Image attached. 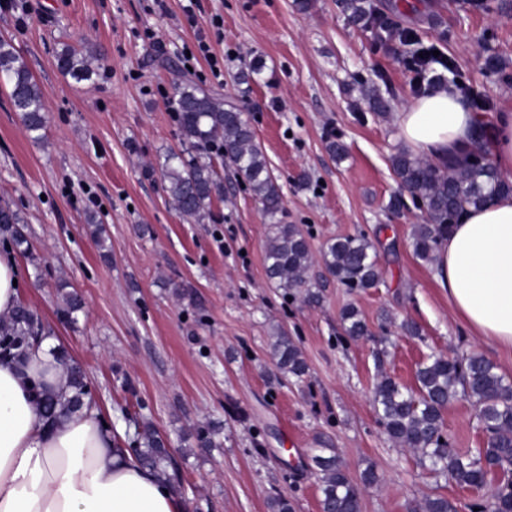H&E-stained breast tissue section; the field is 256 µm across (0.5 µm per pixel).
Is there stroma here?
<instances>
[{
	"label": "stroma",
	"instance_id": "35a3bbf8",
	"mask_svg": "<svg viewBox=\"0 0 512 512\" xmlns=\"http://www.w3.org/2000/svg\"><path fill=\"white\" fill-rule=\"evenodd\" d=\"M0 9V37L12 41L47 93L43 142H33L0 89V201L18 211L30 251L18 255L21 302L37 311L87 373L103 418L140 415L167 437L193 512H270L272 494L294 512H322L312 462L338 449L352 479L373 465L361 512H408L430 495L472 512L482 491L433 477L413 451L376 422L379 375L413 386L431 355L479 353L512 381V350L475 336L455 314L432 267L414 254L426 216L401 190L390 157L402 143L393 116L374 114L359 89L376 85L395 113L417 97L409 48L378 29L352 25L339 0H13ZM455 65L458 82L495 122L512 103V0H376ZM205 40L224 60L214 78L205 59L183 74L237 105L252 127L282 193L279 220L306 235L312 252L332 238L366 235L381 279L350 290L322 265L310 272L319 302L278 288L266 274L270 222L224 167V197L195 221L167 200L158 168L180 148L169 103L166 59ZM66 45L99 57L92 80L56 67ZM264 68L239 79L254 58ZM500 61L490 72L485 61ZM345 144L343 160L327 151ZM105 229L98 244L86 222ZM84 309L62 321L59 284ZM355 305L374 337L344 335L341 311ZM412 322L420 336L405 335ZM299 343L302 381L280 382L269 354L274 327ZM444 433L465 451L482 448L472 402L449 405ZM219 425V447L195 436Z\"/></svg>",
	"mask_w": 512,
	"mask_h": 512
}]
</instances>
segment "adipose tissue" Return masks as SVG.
Listing matches in <instances>:
<instances>
[{"label":"adipose tissue","instance_id":"1","mask_svg":"<svg viewBox=\"0 0 512 512\" xmlns=\"http://www.w3.org/2000/svg\"><path fill=\"white\" fill-rule=\"evenodd\" d=\"M396 120L404 143L434 163L473 146L476 115L452 87L427 89ZM433 267L469 329L512 349V195L469 210ZM46 391L70 395L49 341L0 361V512H184L169 483L113 448L96 409L47 425Z\"/></svg>","mask_w":512,"mask_h":512}]
</instances>
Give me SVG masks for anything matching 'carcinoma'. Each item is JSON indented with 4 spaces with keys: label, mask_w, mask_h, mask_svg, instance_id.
Returning a JSON list of instances; mask_svg holds the SVG:
<instances>
[{
    "label": "carcinoma",
    "mask_w": 512,
    "mask_h": 512,
    "mask_svg": "<svg viewBox=\"0 0 512 512\" xmlns=\"http://www.w3.org/2000/svg\"><path fill=\"white\" fill-rule=\"evenodd\" d=\"M341 7L356 25H377L381 17L373 0H341ZM97 58L83 49L66 45L56 55L58 70L79 81L97 74ZM0 87L8 91L25 131L42 138L45 126L46 92L32 76L24 56L13 43L0 37ZM360 94L377 115L385 117L390 104L373 87ZM170 104L178 115L179 152L166 154L160 180L170 204L181 214L201 220L215 198L224 197V181L216 161L233 166L240 181L262 205L270 220L265 262L268 278L278 287L305 291L308 302L318 300L309 287V273L321 263L328 274L346 288L367 290L380 281L373 257V244L364 235L330 239L320 256L313 255L301 229L277 219L282 207L280 187L271 175L267 157L243 112L194 81L174 82ZM392 169L400 184L427 214V221L413 235L415 255L431 263L441 239L448 236L469 208L486 206L496 196L512 195V182L502 178L487 159L482 147L461 157H450L444 166L430 159L400 150L391 156ZM20 214L0 203V236L25 253L29 243ZM83 302L75 292L62 297L60 315L77 320ZM346 335L357 340L371 335L366 319L353 306L341 313ZM48 336L39 316L20 303L6 318H0V359L20 357ZM271 356L281 379L302 380L308 367L296 341L281 327L271 336ZM63 365L70 396L62 399L52 392L43 394L39 410L43 419L55 423L91 407L84 370L71 361L68 352L54 350ZM460 397L472 400L477 417L488 433L486 447L460 452L450 447L443 434V413ZM373 402L379 423L388 438L418 454L421 463L438 477L461 488L480 489L495 472L499 482L486 499L490 512H512V383L496 372V366L477 353L461 357L430 356L417 366L415 387H406L388 375L374 387ZM135 458L169 483L181 480L167 441L149 422L137 425L132 443ZM322 494L323 512H361L362 488L378 482L372 466H367L361 482H355L336 449H321L314 456ZM411 512H457L448 498L428 496Z\"/></svg>",
    "instance_id": "obj_1"
}]
</instances>
